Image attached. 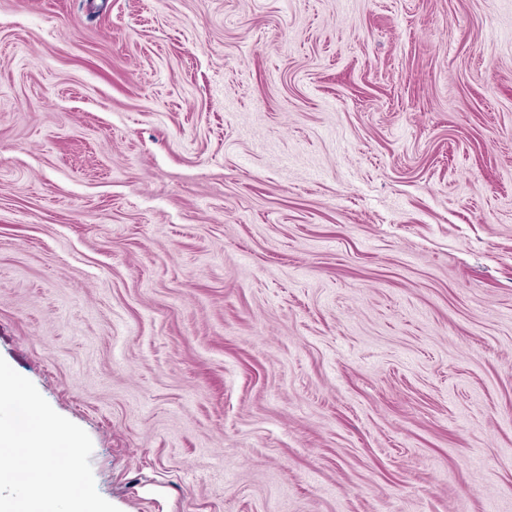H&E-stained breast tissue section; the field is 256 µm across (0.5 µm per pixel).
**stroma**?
<instances>
[{
  "label": "stroma",
  "instance_id": "1",
  "mask_svg": "<svg viewBox=\"0 0 512 512\" xmlns=\"http://www.w3.org/2000/svg\"><path fill=\"white\" fill-rule=\"evenodd\" d=\"M0 357L120 512H512V0H0Z\"/></svg>",
  "mask_w": 512,
  "mask_h": 512
}]
</instances>
